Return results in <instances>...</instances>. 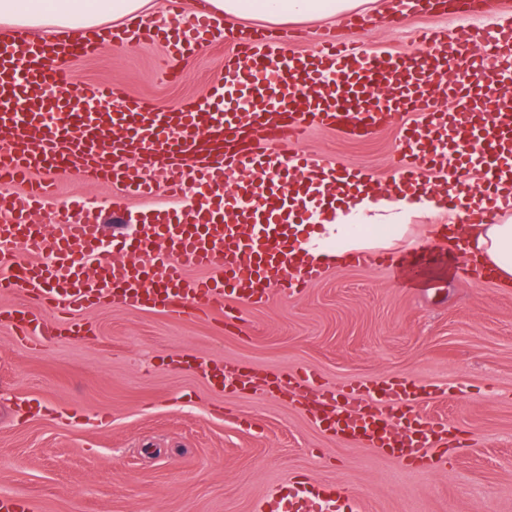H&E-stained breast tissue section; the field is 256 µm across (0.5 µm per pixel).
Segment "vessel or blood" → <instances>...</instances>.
<instances>
[{
	"label": "vessel or blood",
	"mask_w": 512,
	"mask_h": 512,
	"mask_svg": "<svg viewBox=\"0 0 512 512\" xmlns=\"http://www.w3.org/2000/svg\"><path fill=\"white\" fill-rule=\"evenodd\" d=\"M486 0H392L397 20L445 16L423 30L425 55L373 51L353 38L357 15L340 16L307 52L288 50L290 31L238 34L209 92L173 109L130 98L110 84L72 88L57 62L96 55L93 38L0 35V288H23L69 313L64 324L11 318L36 344L81 333L80 313L98 304L176 315L230 300L259 305L272 290L297 292L323 277L307 228L314 201L351 199L369 172L299 150L313 126L355 139L401 127L394 181L399 194L448 211L457 224L490 222L512 189V26L485 23ZM168 0L163 24L131 23L114 45L161 42L172 60L211 44L205 8ZM454 70L446 83L436 72ZM104 183L125 196L165 195L183 209L157 211L122 238L126 258L104 254L99 208L62 213L49 205L56 173ZM197 270L187 275L186 266ZM305 375L274 379L280 394L306 398ZM431 384L400 377L354 379L317 401L320 426L394 458L430 467L448 447V424L420 410ZM332 484L289 482L264 512H338Z\"/></svg>",
	"instance_id": "b4317fda"
}]
</instances>
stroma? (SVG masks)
<instances>
[{"label":"stroma","instance_id":"stroma-1","mask_svg":"<svg viewBox=\"0 0 512 512\" xmlns=\"http://www.w3.org/2000/svg\"><path fill=\"white\" fill-rule=\"evenodd\" d=\"M420 14L400 24L366 20L373 47L421 53ZM235 24L185 59L167 81L162 44L108 48L69 65L78 85L106 82L166 110L206 92L221 76ZM399 133L364 141L310 128L303 150L373 171L383 190ZM60 206L93 199L101 222L132 234L150 202L85 189L58 174ZM444 215L419 217L389 253L422 267L342 264L300 292L241 309L226 326L221 307L200 318L101 305L92 330L45 344L21 341L0 319V494L35 498L40 512H257L290 477L334 483L360 512H512V288L475 282L464 258L430 247ZM201 362L254 370L253 388L225 390ZM303 371L318 385L389 377L443 388L424 414L473 436L447 465L407 468L374 449L316 427L307 406L268 393L266 378Z\"/></svg>","mask_w":512,"mask_h":512}]
</instances>
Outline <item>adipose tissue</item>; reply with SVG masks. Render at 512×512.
Here are the masks:
<instances>
[{
	"instance_id": "ef3b65f1",
	"label": "adipose tissue",
	"mask_w": 512,
	"mask_h": 512,
	"mask_svg": "<svg viewBox=\"0 0 512 512\" xmlns=\"http://www.w3.org/2000/svg\"><path fill=\"white\" fill-rule=\"evenodd\" d=\"M216 19H248L269 25L307 23L345 13H366L370 0H206ZM153 0H0V29L103 36L112 22L159 17ZM425 201L368 192L346 206L320 207L309 238L313 253L344 256L364 247L402 239L413 218L429 215ZM470 250L491 266L504 285L512 284V196L499 203L497 220L476 225Z\"/></svg>"
}]
</instances>
